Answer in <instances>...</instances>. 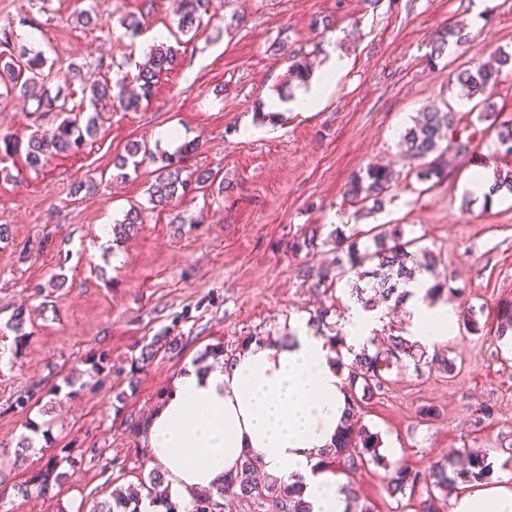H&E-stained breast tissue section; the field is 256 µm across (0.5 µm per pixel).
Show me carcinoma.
Instances as JSON below:
<instances>
[{
	"instance_id": "obj_1",
	"label": "carcinoma",
	"mask_w": 512,
	"mask_h": 512,
	"mask_svg": "<svg viewBox=\"0 0 512 512\" xmlns=\"http://www.w3.org/2000/svg\"><path fill=\"white\" fill-rule=\"evenodd\" d=\"M209 0H180L177 30L194 39L200 31L202 15L207 12ZM457 38L464 42L465 34L458 28H450L433 40L434 51L439 53L448 44V39ZM288 60V84H305L311 77V68L304 54H292ZM180 57L174 48L161 42L152 46L145 54L144 62L138 65L135 77L137 89L131 90L128 82L118 79L114 82H99L90 88L89 103H70L60 92L51 93L48 86L49 75L45 73L47 59L42 51H24L5 60L0 57V97L11 94L36 102V111L51 119V127L46 131H36L26 144V160L29 166L37 169L53 155L76 153L93 137L99 127L101 113L118 107L124 111L136 110L150 99L161 74L176 68ZM512 64V55L503 52L490 64L474 70H463L456 74V82L461 87L463 97L471 101L483 96L498 83L503 67ZM456 113L451 106L442 110L430 107L422 117L402 134L399 147L402 155L417 162V178L438 186L451 179L454 169L450 157H464L472 152L475 132L463 136L457 133ZM479 120L490 122L497 129V143L505 154H512V118L499 120L496 112H482ZM199 147L197 142L181 144L175 153L161 157L155 183L151 186L150 202L164 208L170 201L191 192H199L214 181L213 173L207 169L186 172L185 159ZM154 158L151 149L134 143L115 162L118 177L125 178L127 168L138 170L146 159ZM395 173L386 167L371 166L366 173L354 176L346 189V199L353 204L372 202L379 208L394 181ZM501 192L512 194V171L502 175L495 173L488 196ZM372 245L360 246L355 233H346L338 227L332 233L331 242L336 252L341 275L354 274L347 280L350 297L365 309H371L379 302L398 301L407 291L404 285L410 282L416 271H433L435 260L431 252L417 246L418 239H405L400 226L382 230L371 237ZM320 248L316 232L311 231L291 243V249L310 256ZM300 277L313 288H320L328 278V272L313 265L300 269ZM328 312L319 310L310 315L307 324L319 333L328 334V340L335 346L337 354L345 348L342 329L327 322ZM269 338L257 334L242 337L237 349L226 350L217 345L210 350V356L224 358L228 364L235 360L237 352L250 345L264 344ZM411 359L416 363L428 361L430 365L444 371H453L448 360L436 355H426L425 348L401 335L389 337L385 348L371 352L364 348L354 354L349 364L351 389L361 391L352 394L348 415L339 431L335 444L330 448L323 462L347 473H352L370 464L380 465L386 472V489L390 496L413 498L415 512H437L438 503L448 496V488L458 484L487 482L491 470L484 454L463 449L451 465L441 464L428 473L411 466L392 463L379 452L380 441L377 434L360 423L361 404L383 394L389 383L385 373L392 368H402ZM258 461L245 457L235 473L224 479V486L215 490H204L194 496L192 512H207V506L215 507V512H224V498L231 496L239 505L250 512H310L298 483H285L276 479L260 481L257 478ZM74 474V460L66 449L54 458L48 468L36 475L33 482L38 492L50 494L52 484L66 480ZM164 478L159 471H151L141 483L146 495L130 488L124 492L115 491L111 499L100 503L94 512H143L142 502L158 504V512H179V505L162 496L160 487Z\"/></svg>"
}]
</instances>
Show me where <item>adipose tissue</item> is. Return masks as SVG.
<instances>
[{"label": "adipose tissue", "mask_w": 512, "mask_h": 512, "mask_svg": "<svg viewBox=\"0 0 512 512\" xmlns=\"http://www.w3.org/2000/svg\"><path fill=\"white\" fill-rule=\"evenodd\" d=\"M346 66L344 57L329 53L320 80L299 88L292 103L269 100L268 110L317 111ZM427 286L422 275L408 283L406 306L416 341L429 348L447 338L452 318L447 308L425 303ZM382 315L351 306L343 333L353 352L370 347ZM348 399L347 368L326 338L301 322L291 339L251 346L231 366H187L148 419L143 440L180 507H188L194 491L222 485L225 474L252 455L268 475L301 481L311 512H344L345 482L321 459L336 439ZM450 512H512V485L464 488Z\"/></svg>", "instance_id": "obj_1"}]
</instances>
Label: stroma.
<instances>
[{
  "instance_id": "stroma-1",
  "label": "stroma",
  "mask_w": 512,
  "mask_h": 512,
  "mask_svg": "<svg viewBox=\"0 0 512 512\" xmlns=\"http://www.w3.org/2000/svg\"><path fill=\"white\" fill-rule=\"evenodd\" d=\"M90 7L94 26L78 20ZM175 9L174 0H0V29L14 30L11 53L36 46L48 60L80 66V78L59 73L50 83L78 100L98 79H133L149 34L175 29ZM129 15L142 23L134 41L121 26ZM454 25L467 42L432 54L434 36ZM279 42L315 68L336 50L348 68L318 111L287 109L269 121L259 112L287 78L284 55L273 52ZM179 49V66L162 75L153 97L138 110L105 113L82 152L53 156L37 170L21 151L0 158V224L9 233L0 242V512H70L79 504L92 512L113 489L147 477V450L133 428L208 347L281 336L318 309L342 321L346 280L318 291L297 275L308 262L334 267L335 250L308 260L289 244L312 230L325 240L343 224H397L420 239L436 256L435 273L447 282L441 299L454 319L435 348L453 371H390L384 394L363 406L381 454L425 472L474 448L493 480L512 476V335L496 334L512 318V198L463 203L470 172L512 170V157L493 160L496 134L487 132L475 153L455 161L453 178L430 189L397 147L398 130L432 104L450 103L460 125L477 123L451 79L512 52V0H210L199 35ZM46 124L34 101L0 98V137L23 145ZM162 128L178 142H198L189 169L220 171L225 190L159 210L148 193L156 162L117 178L114 162L132 142L164 151ZM373 165L390 166L395 180L370 213L344 192L353 174ZM133 206L143 223L124 239L101 241V225ZM468 309L479 331L465 329ZM20 310L26 320L17 331ZM162 333L178 338L177 349L131 371ZM425 405L434 417L420 416ZM486 406L493 414L479 421ZM63 448L78 466L54 487V499L19 494ZM384 477L371 465L348 482L374 512H413L389 496Z\"/></svg>"
}]
</instances>
